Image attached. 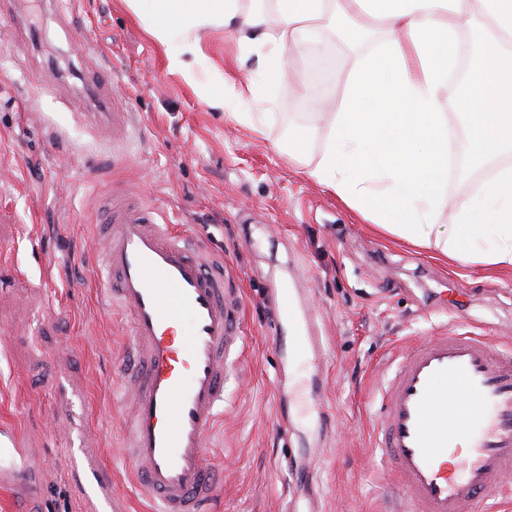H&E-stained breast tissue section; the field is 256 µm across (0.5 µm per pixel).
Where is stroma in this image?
<instances>
[{"instance_id":"stroma-1","label":"stroma","mask_w":512,"mask_h":512,"mask_svg":"<svg viewBox=\"0 0 512 512\" xmlns=\"http://www.w3.org/2000/svg\"><path fill=\"white\" fill-rule=\"evenodd\" d=\"M149 11L126 0H9L0 10V425L41 458L33 507L0 490V512H82L55 423V382L82 400L80 425L100 442L112 487L150 512L117 454L126 396L117 368L132 343L128 313L98 287V198L133 195L164 224L197 237L243 291L242 375L229 382L206 455L221 475L210 512H387L397 490L376 440L390 362L437 328L512 340V272L454 273L430 251L379 233L306 174L328 144L305 98L248 60L249 100L213 108L168 67ZM197 71L221 87L236 38L208 31ZM323 55L328 110L344 105L360 53L314 38L288 63L313 88ZM133 113L125 151L94 122L102 98ZM308 131L305 163L288 155L290 124ZM301 289L323 338L319 364L332 414L320 434L304 394L308 365L283 364L270 336L273 288ZM313 485L300 482L306 468Z\"/></svg>"}]
</instances>
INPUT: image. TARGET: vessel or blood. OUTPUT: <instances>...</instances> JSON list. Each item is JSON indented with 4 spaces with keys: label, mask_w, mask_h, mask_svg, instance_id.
Returning <instances> with one entry per match:
<instances>
[{
    "label": "vessel or blood",
    "mask_w": 512,
    "mask_h": 512,
    "mask_svg": "<svg viewBox=\"0 0 512 512\" xmlns=\"http://www.w3.org/2000/svg\"><path fill=\"white\" fill-rule=\"evenodd\" d=\"M100 257L113 307L127 311L134 348L121 368L132 399L120 452L143 494L161 512H203L218 475L205 440L224 412L228 366L241 341L242 294L214 255L170 233L156 211L115 195L100 209ZM283 320L272 340L285 356L321 349L315 316L295 292L278 291ZM465 387L466 402L454 399ZM378 436L400 490V512H480L512 474V349L484 336L437 330L408 345L380 391ZM472 446L455 466L459 431ZM77 497L87 512H129L113 493L96 436L67 433ZM0 488L37 500L41 469L15 430L0 427Z\"/></svg>",
    "instance_id": "1"
}]
</instances>
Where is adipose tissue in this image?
I'll return each mask as SVG.
<instances>
[{
	"instance_id": "ef3b65f1",
	"label": "adipose tissue",
	"mask_w": 512,
	"mask_h": 512,
	"mask_svg": "<svg viewBox=\"0 0 512 512\" xmlns=\"http://www.w3.org/2000/svg\"><path fill=\"white\" fill-rule=\"evenodd\" d=\"M150 36L179 40L169 67L194 82L202 34L232 32L241 57L282 81L304 35L343 27L367 50L329 143L308 177L331 188L383 231L435 247L459 270H512V0H150ZM483 46L464 111L442 93L465 40ZM463 135L475 165L489 166L477 196L449 203V144ZM453 221L438 223L444 207Z\"/></svg>"
}]
</instances>
